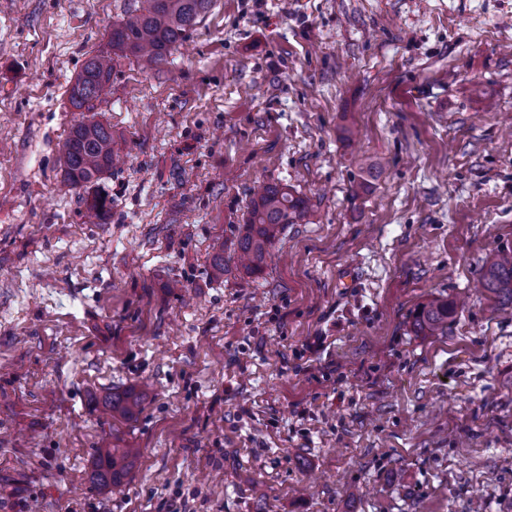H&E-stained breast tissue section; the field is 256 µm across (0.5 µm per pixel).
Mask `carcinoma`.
Listing matches in <instances>:
<instances>
[{
    "instance_id": "1",
    "label": "carcinoma",
    "mask_w": 512,
    "mask_h": 512,
    "mask_svg": "<svg viewBox=\"0 0 512 512\" xmlns=\"http://www.w3.org/2000/svg\"><path fill=\"white\" fill-rule=\"evenodd\" d=\"M213 0H135L120 20L112 23L110 51L89 57L69 89V102L78 112H91L94 102L105 93L112 80L113 56L136 59L145 69L166 60L177 49ZM114 147L112 130L96 120H79L59 146L62 179L72 189L99 184L112 172ZM88 217L99 219L107 210L105 197L85 198ZM309 213V200L288 186L270 184L251 204L246 224L237 243L243 270H261L268 248L285 224H299ZM484 287L512 304V249L498 252L489 261L483 276ZM456 303L433 298L419 305L412 327L419 336H444ZM141 393L134 390L112 393L109 408L123 418H131L141 406ZM136 453L130 448H113L104 443L94 458L91 479L102 487H116L134 466Z\"/></svg>"
}]
</instances>
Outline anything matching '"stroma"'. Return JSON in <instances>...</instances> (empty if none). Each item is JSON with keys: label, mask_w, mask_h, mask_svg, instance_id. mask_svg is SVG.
Segmentation results:
<instances>
[{"label": "stroma", "mask_w": 512, "mask_h": 512, "mask_svg": "<svg viewBox=\"0 0 512 512\" xmlns=\"http://www.w3.org/2000/svg\"><path fill=\"white\" fill-rule=\"evenodd\" d=\"M130 5L0 0V512H512V308L481 286L512 249V0H214L158 67L115 59L122 160L72 190L69 88ZM269 183L312 215L251 276ZM439 295L447 335H415ZM105 441L139 452L117 490ZM141 393L134 390L112 392L109 408L113 414L123 418H131L139 411L141 406Z\"/></svg>", "instance_id": "obj_1"}]
</instances>
